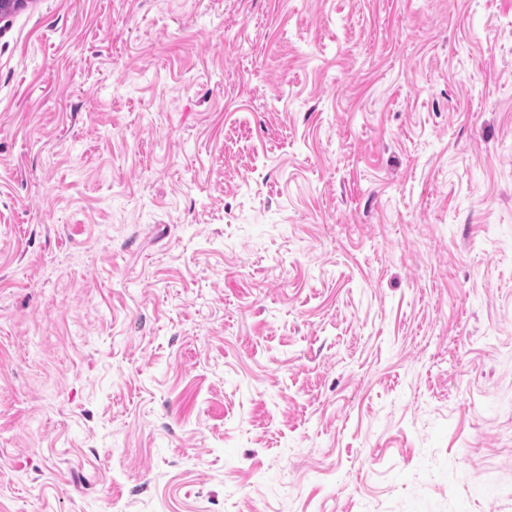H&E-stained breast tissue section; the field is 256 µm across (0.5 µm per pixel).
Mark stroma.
<instances>
[{"label":"stroma","mask_w":512,"mask_h":512,"mask_svg":"<svg viewBox=\"0 0 512 512\" xmlns=\"http://www.w3.org/2000/svg\"><path fill=\"white\" fill-rule=\"evenodd\" d=\"M0 512H512V0L1 19Z\"/></svg>","instance_id":"35a3bbf8"}]
</instances>
